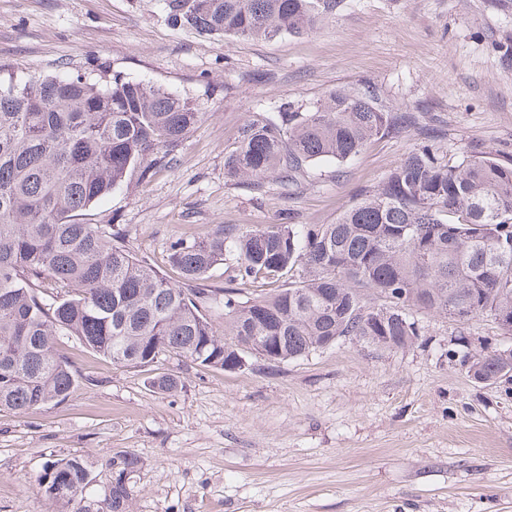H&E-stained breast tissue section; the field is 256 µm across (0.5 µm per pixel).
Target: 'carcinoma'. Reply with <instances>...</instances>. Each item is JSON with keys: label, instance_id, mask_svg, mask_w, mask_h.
<instances>
[{"label": "carcinoma", "instance_id": "cac0c4a2", "mask_svg": "<svg viewBox=\"0 0 512 512\" xmlns=\"http://www.w3.org/2000/svg\"><path fill=\"white\" fill-rule=\"evenodd\" d=\"M336 0H167V21L208 34L272 40L312 31ZM192 99L103 65L88 75L0 76V412L27 414L69 400L80 375L57 341L71 336L116 365L151 367L175 355L239 370L257 348L286 361L352 337L404 348L415 312L457 322L489 315L512 335V160L473 149L452 160L423 143L333 224H216L178 239L175 281L134 254L126 234L90 210L133 176H149L200 119ZM403 116L375 90H333L305 112H249L224 177L262 193L294 194L307 166H340ZM225 265L246 285L284 280L242 301L200 288ZM296 267L302 276L288 279ZM485 383L512 373V349L470 356ZM173 374L151 378L171 392ZM96 512H129L132 453ZM92 481L79 458L40 479L61 512H83Z\"/></svg>", "mask_w": 512, "mask_h": 512}]
</instances>
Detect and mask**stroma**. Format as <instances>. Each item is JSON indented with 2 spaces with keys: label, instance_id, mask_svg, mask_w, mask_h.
<instances>
[{
  "label": "stroma",
  "instance_id": "obj_1",
  "mask_svg": "<svg viewBox=\"0 0 512 512\" xmlns=\"http://www.w3.org/2000/svg\"><path fill=\"white\" fill-rule=\"evenodd\" d=\"M127 77L196 99L201 120L171 163L92 211L169 273L171 242L217 224H330L424 141L512 159V0H336L309 34L219 37L166 20V0H0V71ZM376 87L414 123L343 168H308L299 193L226 180L249 112L312 109L337 88ZM404 349L351 338L235 371L177 359L130 368L61 340L83 381L66 403L0 412V512H52L39 481L63 458L94 462L86 506L120 452L141 466L132 512H512V380L476 382L464 354L512 349L481 315L417 317ZM179 376L172 394L154 373Z\"/></svg>",
  "mask_w": 512,
  "mask_h": 512
}]
</instances>
